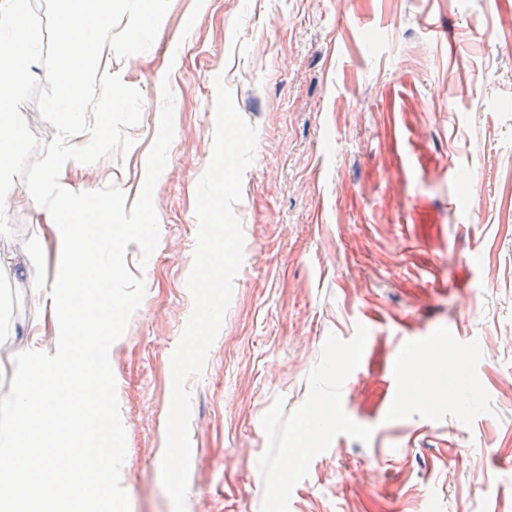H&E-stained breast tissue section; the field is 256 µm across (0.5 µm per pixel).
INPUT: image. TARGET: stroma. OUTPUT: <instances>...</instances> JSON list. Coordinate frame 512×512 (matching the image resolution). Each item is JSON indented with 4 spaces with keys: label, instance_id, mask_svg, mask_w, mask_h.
<instances>
[{
    "label": "stroma",
    "instance_id": "1",
    "mask_svg": "<svg viewBox=\"0 0 512 512\" xmlns=\"http://www.w3.org/2000/svg\"><path fill=\"white\" fill-rule=\"evenodd\" d=\"M510 33L512 0H171L150 50L108 60L140 90L142 121L130 150L67 182L113 183L135 203L159 78L174 96L159 246L110 350L130 512H173L160 478L170 356L193 307L219 76L257 145L234 207L243 263L190 382L186 512H512ZM8 205L0 397L18 352L58 341L24 249L49 214L19 180ZM30 324L42 335H21ZM407 345L435 355L447 399L403 404ZM319 397L335 419L284 468Z\"/></svg>",
    "mask_w": 512,
    "mask_h": 512
}]
</instances>
